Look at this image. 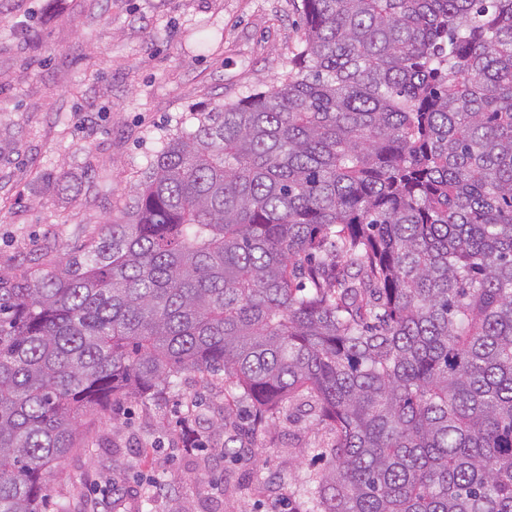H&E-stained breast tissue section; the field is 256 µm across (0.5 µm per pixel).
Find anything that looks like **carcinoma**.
I'll use <instances>...</instances> for the list:
<instances>
[{
  "label": "carcinoma",
  "mask_w": 512,
  "mask_h": 512,
  "mask_svg": "<svg viewBox=\"0 0 512 512\" xmlns=\"http://www.w3.org/2000/svg\"><path fill=\"white\" fill-rule=\"evenodd\" d=\"M302 5L126 221L0 279V512H42L81 414L219 371L226 411L327 421L306 512H512V0Z\"/></svg>",
  "instance_id": "carcinoma-1"
}]
</instances>
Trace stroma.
I'll list each match as a JSON object with an SVG mask.
<instances>
[{
	"label": "stroma",
	"mask_w": 512,
	"mask_h": 512,
	"mask_svg": "<svg viewBox=\"0 0 512 512\" xmlns=\"http://www.w3.org/2000/svg\"><path fill=\"white\" fill-rule=\"evenodd\" d=\"M303 38L302 0H0V278L54 267L122 221L169 134L266 90ZM255 415L242 401L225 416L220 375L117 399L84 416L48 497L86 512H305L327 430L306 407L274 409L258 441L225 453L213 421L243 432Z\"/></svg>",
	"instance_id": "stroma-1"
}]
</instances>
